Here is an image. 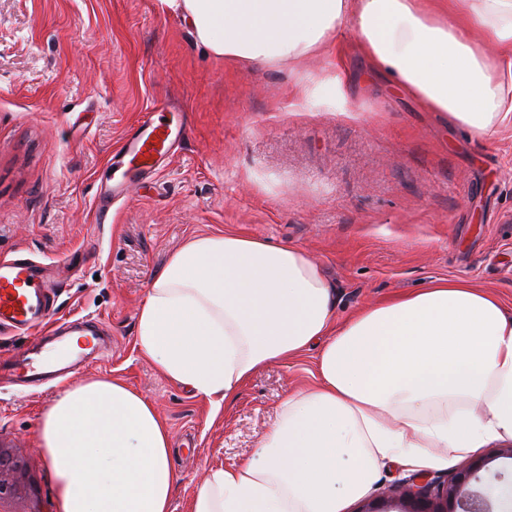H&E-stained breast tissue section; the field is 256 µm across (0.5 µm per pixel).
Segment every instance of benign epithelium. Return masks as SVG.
<instances>
[{"mask_svg":"<svg viewBox=\"0 0 512 512\" xmlns=\"http://www.w3.org/2000/svg\"><path fill=\"white\" fill-rule=\"evenodd\" d=\"M485 466L476 460L457 471L437 488L433 482L414 475L396 489L401 508L396 512H492L489 499L470 488L471 479ZM27 467L11 449L0 447V494H15L25 488Z\"/></svg>","mask_w":512,"mask_h":512,"instance_id":"obj_1","label":"benign epithelium"}]
</instances>
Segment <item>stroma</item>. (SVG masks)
I'll use <instances>...</instances> for the list:
<instances>
[{"instance_id":"1","label":"stroma","mask_w":512,"mask_h":512,"mask_svg":"<svg viewBox=\"0 0 512 512\" xmlns=\"http://www.w3.org/2000/svg\"><path fill=\"white\" fill-rule=\"evenodd\" d=\"M300 65L209 55L159 0H0V260L72 258L57 315L109 338L77 377L150 396L181 475L171 512H190L206 470L255 458L314 353L258 370L219 413L162 376L135 345L150 280L186 238L233 231L305 249L346 318L435 279H466L512 313V127L488 140L375 74L352 29ZM341 75L347 105L311 80ZM179 133L171 159L134 179L99 222L110 159L146 112ZM56 386L0 384V443L28 465L14 512H57L37 423ZM473 482L512 512V457L485 448ZM410 473L386 466L345 512H385Z\"/></svg>"}]
</instances>
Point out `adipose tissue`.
Returning <instances> with one entry per match:
<instances>
[{
    "mask_svg": "<svg viewBox=\"0 0 512 512\" xmlns=\"http://www.w3.org/2000/svg\"><path fill=\"white\" fill-rule=\"evenodd\" d=\"M160 0L197 45L239 64L297 62L353 24L374 70L479 138L512 124V0ZM492 44L495 56L482 46ZM300 247L197 234L150 282L136 346L173 384L231 402L261 367L317 347L255 460L210 469L192 512H344L391 462L444 470L512 445V316L442 279L341 320ZM58 512H170L180 481L154 402L117 379L64 389L38 423Z\"/></svg>",
    "mask_w": 512,
    "mask_h": 512,
    "instance_id": "obj_1",
    "label": "adipose tissue"
}]
</instances>
